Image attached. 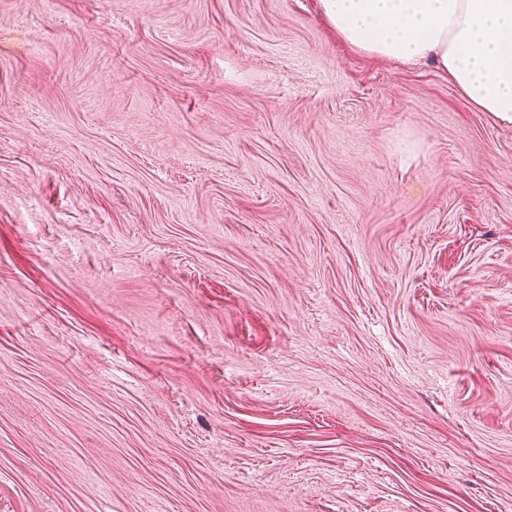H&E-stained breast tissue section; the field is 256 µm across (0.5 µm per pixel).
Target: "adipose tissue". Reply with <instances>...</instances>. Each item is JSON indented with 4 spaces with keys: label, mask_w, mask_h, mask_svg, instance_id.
<instances>
[{
    "label": "adipose tissue",
    "mask_w": 512,
    "mask_h": 512,
    "mask_svg": "<svg viewBox=\"0 0 512 512\" xmlns=\"http://www.w3.org/2000/svg\"><path fill=\"white\" fill-rule=\"evenodd\" d=\"M354 51L427 60L477 111L512 123V0H318Z\"/></svg>",
    "instance_id": "1"
}]
</instances>
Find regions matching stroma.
I'll use <instances>...</instances> for the list:
<instances>
[{"label":"stroma","mask_w":512,"mask_h":512,"mask_svg":"<svg viewBox=\"0 0 512 512\" xmlns=\"http://www.w3.org/2000/svg\"><path fill=\"white\" fill-rule=\"evenodd\" d=\"M317 0H0V512H512V124Z\"/></svg>","instance_id":"stroma-1"}]
</instances>
